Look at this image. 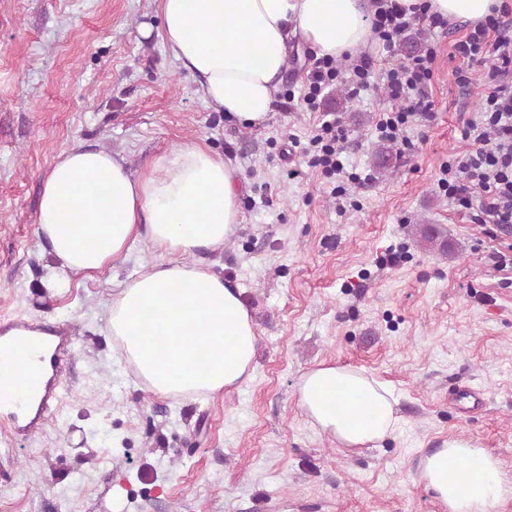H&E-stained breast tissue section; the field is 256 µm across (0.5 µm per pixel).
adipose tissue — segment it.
Listing matches in <instances>:
<instances>
[{
  "mask_svg": "<svg viewBox=\"0 0 512 512\" xmlns=\"http://www.w3.org/2000/svg\"><path fill=\"white\" fill-rule=\"evenodd\" d=\"M450 20L479 21L500 0H427ZM373 0H160L158 35L209 103L238 124L269 119L287 67L288 43L341 58L370 43ZM246 188L238 171L203 145L155 156L141 173L126 158L81 145L51 164L36 234L56 285L96 277L144 241L157 258L112 296L107 329L122 359L161 398L216 397L252 366L257 334L238 289L202 255L238 230ZM302 413L352 450L399 426L391 391L364 370L322 363L297 389ZM420 479L448 512H502L512 479L470 440L452 438L421 460Z\"/></svg>",
  "mask_w": 512,
  "mask_h": 512,
  "instance_id": "1",
  "label": "adipose tissue"
}]
</instances>
